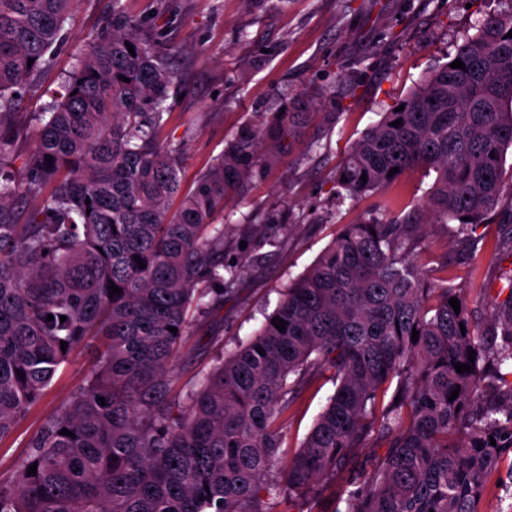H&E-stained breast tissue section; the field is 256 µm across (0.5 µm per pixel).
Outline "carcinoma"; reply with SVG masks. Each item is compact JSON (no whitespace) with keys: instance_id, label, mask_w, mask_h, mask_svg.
<instances>
[{"instance_id":"cac0c4a2","label":"carcinoma","mask_w":512,"mask_h":512,"mask_svg":"<svg viewBox=\"0 0 512 512\" xmlns=\"http://www.w3.org/2000/svg\"><path fill=\"white\" fill-rule=\"evenodd\" d=\"M71 2L0 0V444L76 348L91 349L92 366L0 481V512H278L281 497L292 512H313L323 483L372 434L388 449L352 477L335 512H481L490 477L512 455V271L480 340L448 267L431 281L410 260L422 225L344 224L260 328L224 354L219 337L191 330V317L224 307L240 276L224 263L214 219L327 96L290 100L284 113L242 126L185 192L180 148L159 139L174 73L122 15L76 55L36 126L15 123L18 98L66 40ZM501 3L458 46L465 68L438 66L397 102L404 109L382 113L352 143L336 171L347 197L423 165L435 178L422 207L465 236L512 198L503 172L512 0ZM28 136L17 185L4 172L7 147ZM112 283L120 294L109 295ZM207 352L212 366L181 382L179 369ZM456 363L471 369L458 373ZM321 372L335 391L295 453L283 454L289 413Z\"/></svg>"}]
</instances>
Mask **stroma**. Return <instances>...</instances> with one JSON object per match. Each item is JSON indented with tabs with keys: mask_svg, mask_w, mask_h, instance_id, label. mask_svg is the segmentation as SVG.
I'll return each instance as SVG.
<instances>
[{
	"mask_svg": "<svg viewBox=\"0 0 512 512\" xmlns=\"http://www.w3.org/2000/svg\"><path fill=\"white\" fill-rule=\"evenodd\" d=\"M118 6L140 21L142 38L167 53L175 74L162 138L182 150L184 189L193 188L197 174L216 161L242 125L276 111L288 98L328 93L341 115L331 126L314 118L313 128L328 132L319 148L298 142L263 168L245 193L227 201L224 257L235 261L241 277L200 334L220 336L225 351H234L341 225L371 219L382 208L421 224L412 254L416 266L431 278L447 266L464 291L472 328L489 327L506 285L501 274L512 266V203L502 202L474 226L468 243L456 225L431 223L421 207L434 172L413 168L356 202L337 185L335 173L354 140L430 70L448 62L474 34L476 21L498 10V0H72L68 44L17 107L25 124L49 105L76 53L111 27ZM258 250L266 255L260 263L253 259ZM89 357L78 352L14 436L0 443V480L25 459L27 439L43 419L83 384ZM334 389L323 374L302 391L283 451H296Z\"/></svg>",
	"mask_w": 512,
	"mask_h": 512,
	"instance_id": "stroma-1",
	"label": "stroma"
}]
</instances>
